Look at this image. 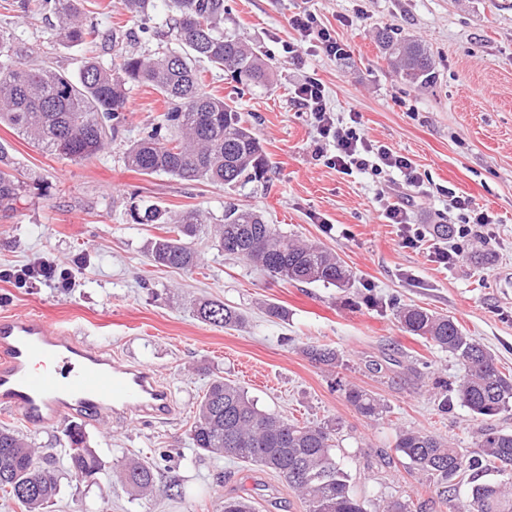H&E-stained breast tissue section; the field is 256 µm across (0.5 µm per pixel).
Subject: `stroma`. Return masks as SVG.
<instances>
[{
  "label": "stroma",
  "mask_w": 512,
  "mask_h": 512,
  "mask_svg": "<svg viewBox=\"0 0 512 512\" xmlns=\"http://www.w3.org/2000/svg\"><path fill=\"white\" fill-rule=\"evenodd\" d=\"M84 8L96 30L90 43L59 41L56 15L37 0H0V29L75 77L89 57L108 67L124 50L154 53L173 16L167 0H154L152 30L145 33L118 0H86ZM303 12L317 14L344 45L346 59L312 45L300 63L286 62L283 46L298 37L290 19ZM385 27L427 49L428 84H407L396 73L377 42ZM224 30L262 53L273 71L271 88L241 95L223 71L205 74L209 90L235 99L261 140L272 167L268 182L204 185L131 170L127 149L165 110L146 84L131 86L116 137L88 161L49 154L0 125V149L27 185L13 209L0 210V268L48 260L69 269L73 282L62 290L0 281V318L30 313L77 329L113 360L153 366L174 406L161 423L83 424L108 471L80 483L64 461L66 423L31 428L0 410V425L23 432L39 457L52 461L60 491L46 512H222L228 497L251 500L256 512H306L272 470L193 452L196 405L218 372L264 410L335 423L338 456L357 496L375 506L400 498L412 512H448L440 485L397 452L396 435L423 430L469 455L482 422L456 399L438 411L437 381H454L463 367L405 332L394 307L416 304L453 317L495 354L502 371L512 372V0H224ZM309 76L322 82L340 120L359 113L364 138L408 157L420 186L396 172L376 179L328 166L316 151L318 131L294 97ZM445 187L488 213L480 236L460 235ZM144 200L172 215L197 212L208 225L220 223L231 204L260 211L282 231L338 253L353 283L340 289L274 280L218 251L204 233L194 241L198 269L153 267L147 250L164 230L130 217ZM390 205L404 207L408 225L422 230L416 246L403 243L407 225L384 219ZM437 224L452 225V233L436 236ZM452 247L462 257L440 263L437 250ZM201 299L238 308L245 324L227 330L200 321L192 309ZM271 305L282 307L284 317L268 315ZM310 345L338 350L341 366L312 362L304 353ZM352 384L386 404L383 419H366L347 402L344 388ZM140 459L157 470L149 497L131 495L109 476Z\"/></svg>",
  "instance_id": "35a3bbf8"
}]
</instances>
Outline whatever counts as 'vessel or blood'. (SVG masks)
<instances>
[{
    "mask_svg": "<svg viewBox=\"0 0 512 512\" xmlns=\"http://www.w3.org/2000/svg\"><path fill=\"white\" fill-rule=\"evenodd\" d=\"M0 407L42 427L71 417L162 419L173 399L152 366L119 364L74 331L14 314L0 319Z\"/></svg>",
    "mask_w": 512,
    "mask_h": 512,
    "instance_id": "vessel-or-blood-1",
    "label": "vessel or blood"
}]
</instances>
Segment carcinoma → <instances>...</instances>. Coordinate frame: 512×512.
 Segmentation results:
<instances>
[{
  "label": "carcinoma",
  "instance_id": "cac0c4a2",
  "mask_svg": "<svg viewBox=\"0 0 512 512\" xmlns=\"http://www.w3.org/2000/svg\"><path fill=\"white\" fill-rule=\"evenodd\" d=\"M43 2L54 3L62 41H92L95 30L85 27L79 0ZM120 5L143 26L150 19L152 0H120ZM171 8L176 18L169 37L179 49L167 48L154 57L126 54L112 67L90 60L77 82L36 60L12 33L0 30V122L46 152L88 160L105 148L125 119L129 85L146 83L162 96L165 112L126 152L129 168L143 175L163 172L225 186L265 179L269 164L261 141L234 100L206 91L194 62L203 60L233 73L247 90L271 84L267 64L244 42L224 34V0H171ZM378 39L404 82L430 81L432 62L418 42L391 29L380 31ZM23 192V182L12 173L0 147V208H13ZM131 216L137 224L167 223L156 204H144ZM200 229L198 214L180 217L166 236L152 243L151 262L196 269L192 238ZM214 232L225 254L243 258L277 280L336 288L351 284L352 273L337 253L281 232L253 209L225 210L224 223L214 226ZM196 316L222 328L245 323L237 308L221 301L199 304ZM397 317L410 335L465 365L463 377L442 393L439 410H448L450 391L471 414L485 420L512 408V374L499 371L491 351L467 336L457 322L417 305L398 308ZM306 355L330 370L340 364L339 354L328 346H311ZM345 397L365 418L386 413L381 399L356 386L345 388ZM336 431L330 423H299L266 412L240 387L216 376L196 407L189 440L199 454L231 457L274 471L302 497L307 512H371L369 504L352 492L347 472L336 461ZM67 437L69 473L77 481L95 479L105 470L104 460L87 445L81 428L71 427ZM395 448L415 469L443 485L446 493L469 480L467 499H448L449 512H512V432L482 426L477 451L470 457L419 429L400 431ZM481 473L497 479L482 481ZM120 479L140 496L156 485L154 466L144 460L125 466ZM0 491L26 512H43L59 493L53 473L37 462L35 448L8 425L0 426Z\"/></svg>",
  "mask_w": 512,
  "mask_h": 512
}]
</instances>
